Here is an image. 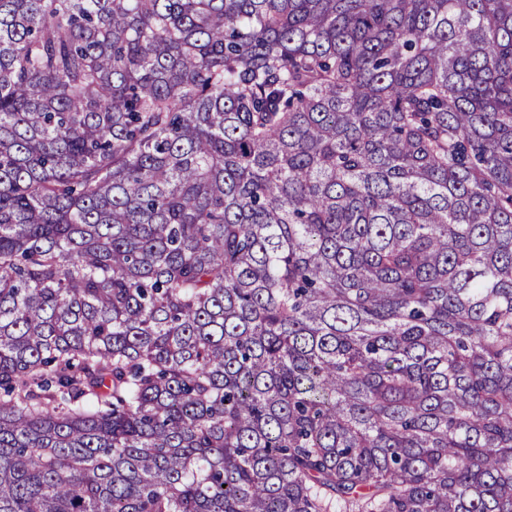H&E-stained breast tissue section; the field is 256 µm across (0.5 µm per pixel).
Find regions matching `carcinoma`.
<instances>
[{
    "mask_svg": "<svg viewBox=\"0 0 512 512\" xmlns=\"http://www.w3.org/2000/svg\"><path fill=\"white\" fill-rule=\"evenodd\" d=\"M0 512H512V0H0Z\"/></svg>",
    "mask_w": 512,
    "mask_h": 512,
    "instance_id": "1",
    "label": "carcinoma"
}]
</instances>
